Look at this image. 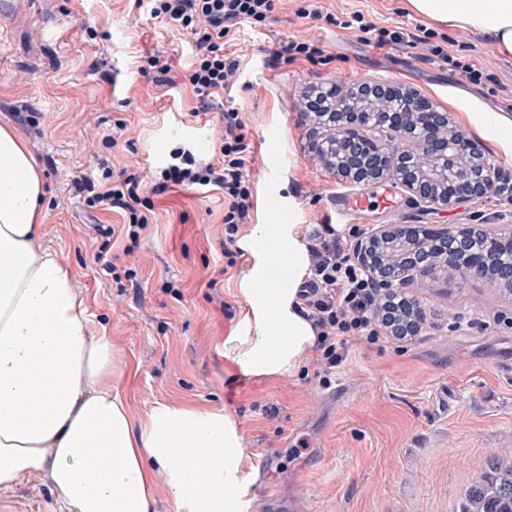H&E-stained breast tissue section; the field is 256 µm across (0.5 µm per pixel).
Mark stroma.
<instances>
[{"mask_svg": "<svg viewBox=\"0 0 512 512\" xmlns=\"http://www.w3.org/2000/svg\"><path fill=\"white\" fill-rule=\"evenodd\" d=\"M312 9L309 17L300 7ZM359 11L376 26L413 29L426 17L404 0H280L261 27L241 25L226 45L240 62L219 102L206 112L192 90L160 84L140 68L141 55L164 52L174 71L191 64L190 31L150 18L131 0H0V125L17 130L48 185L44 244L65 257L96 327L105 328L129 370L121 391L134 423L159 404L221 410L243 437L241 490L256 480L282 503L311 494L307 512H459L462 494L491 456L512 457V300L489 280L432 278L419 290L426 322L414 343L358 346L331 388L316 374L276 378L245 374L235 364L249 308L239 286L249 259L224 257V196L173 186L156 192L173 149L215 157L221 111L235 108L254 154L248 166L256 224H336L327 199L348 184L312 148L304 102L319 84L348 88L367 77L413 87L447 110L450 122L512 176V143L468 122L481 98L512 92V57L490 37L439 27L449 53L487 75L467 99L451 66L406 45L374 47L368 34L328 24ZM313 39L335 60L274 62L280 42ZM122 142L102 144L113 126ZM139 174L152 212L133 253L115 242L109 258L135 274L120 288L97 260L98 224L118 214L92 210L77 193L76 173ZM412 224L512 225V205L497 195L465 199L445 211L414 204L385 181ZM218 278L225 308L206 283ZM174 291H167V284ZM275 404L268 422L255 405ZM272 464L258 471L257 458ZM0 512H66L45 477L32 473L0 488Z\"/></svg>", "mask_w": 512, "mask_h": 512, "instance_id": "obj_1", "label": "stroma"}]
</instances>
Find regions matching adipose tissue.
<instances>
[{
	"label": "adipose tissue",
	"instance_id": "adipose-tissue-1",
	"mask_svg": "<svg viewBox=\"0 0 512 512\" xmlns=\"http://www.w3.org/2000/svg\"><path fill=\"white\" fill-rule=\"evenodd\" d=\"M405 4L512 55V0ZM46 197L24 139L0 125V486L37 472L68 512H150L161 470L184 512H236L230 490L242 438L234 421L219 410L160 405L134 424L119 389L126 363L110 336L95 334L69 263L41 240ZM238 246L250 259L240 293L254 333L239 337L235 362L255 376L292 372L315 344L296 308L308 248L292 224L251 225ZM181 448L197 454L171 467ZM94 454L97 466H86Z\"/></svg>",
	"mask_w": 512,
	"mask_h": 512
}]
</instances>
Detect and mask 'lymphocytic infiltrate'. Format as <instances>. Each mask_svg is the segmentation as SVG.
<instances>
[{
  "label": "lymphocytic infiltrate",
  "mask_w": 512,
  "mask_h": 512,
  "mask_svg": "<svg viewBox=\"0 0 512 512\" xmlns=\"http://www.w3.org/2000/svg\"><path fill=\"white\" fill-rule=\"evenodd\" d=\"M145 7L151 18L165 19L176 28L190 31L194 36L193 63L185 68L179 79L190 87L202 106L213 105L216 95L223 91L228 76L239 68L236 58L224 52L225 39L240 25H265L277 9L279 0H134ZM327 23L342 24L346 29H358L372 34L375 46L407 43L423 45L430 60L440 61L458 70L467 82L478 85L486 74L475 65L457 60L447 46L436 41L429 29L409 32L403 28L378 27L366 21L363 13L355 11L349 20L340 22L327 16ZM224 137L219 153L210 160L199 159L192 152L177 148L171 151L170 161L163 168L158 190L167 187H212L224 195V240L234 243L241 227L250 220L253 207L251 186L246 165L252 144L245 133V122L236 109L222 114ZM75 187L88 207L119 213L123 231L130 243H138L149 226L145 212L142 180L134 173L113 175L103 169L100 180L84 177ZM310 254L309 275L298 288V309L316 331L312 364L316 373L332 375L357 344L390 342L401 339L412 344L410 336H396L377 311L378 292L353 257V242L337 234L335 225L321 224L307 231Z\"/></svg>",
  "instance_id": "lymphocytic-infiltrate-1"
}]
</instances>
